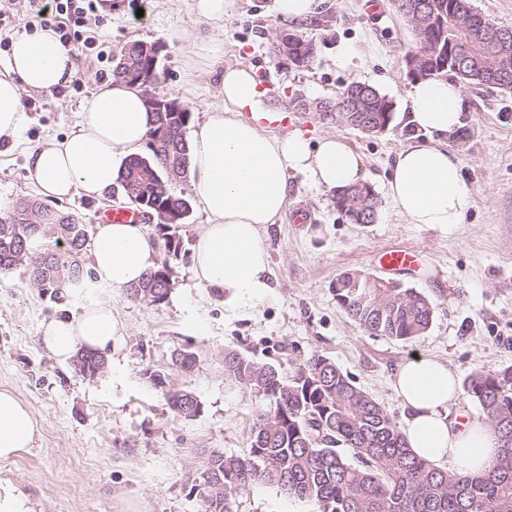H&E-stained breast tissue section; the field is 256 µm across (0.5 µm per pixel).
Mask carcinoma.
<instances>
[{"instance_id": "carcinoma-1", "label": "carcinoma", "mask_w": 512, "mask_h": 512, "mask_svg": "<svg viewBox=\"0 0 512 512\" xmlns=\"http://www.w3.org/2000/svg\"><path fill=\"white\" fill-rule=\"evenodd\" d=\"M411 1L422 2L390 0V5L418 43L431 49L445 33L471 41L477 58L486 52L500 54L478 41L485 15L471 0H431L445 28L423 30L404 10ZM146 61L140 42H130L113 54L112 78L124 81L128 68ZM448 72L469 85L512 90V70L502 76L466 65ZM367 88L360 110L389 128L393 101L377 87ZM164 126L168 131L162 145H148L146 153L130 157L117 179L127 203L161 231L170 213L181 214L185 224L191 211L187 199L170 191L171 184L190 176L187 127L173 112L154 113L152 130ZM378 206V198H371L370 212L358 218L336 204L353 224L359 219L373 223ZM38 238L54 239L56 249L33 251ZM86 242L85 225L75 215L33 199H17L0 216V271L24 266L31 284L58 299L62 288H83L92 279L80 259ZM171 281L173 271L165 259L127 288L126 296L159 306L168 299ZM335 291L343 311L375 336L411 342L425 334L433 320V302L414 288H378L363 277L343 273ZM197 362L198 353L192 349L172 356V366L182 372L192 371ZM224 376L256 393L263 405L255 413L247 456L209 455L204 472L220 478L224 487L200 499L202 512H237L240 489L255 481L313 502L319 512H512V368L477 373L465 384L499 447L488 470L465 476L412 455L396 422L327 357L314 356L286 376L272 365L229 351L224 353ZM166 396L177 417L193 418L201 412L200 401L186 389H170Z\"/></svg>"}]
</instances>
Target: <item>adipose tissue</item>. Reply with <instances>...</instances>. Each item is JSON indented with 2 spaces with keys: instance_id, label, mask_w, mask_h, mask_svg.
Masks as SVG:
<instances>
[{
  "instance_id": "obj_1",
  "label": "adipose tissue",
  "mask_w": 512,
  "mask_h": 512,
  "mask_svg": "<svg viewBox=\"0 0 512 512\" xmlns=\"http://www.w3.org/2000/svg\"><path fill=\"white\" fill-rule=\"evenodd\" d=\"M74 73L73 55L52 29L16 34L9 69L0 76V138L15 136L24 125V93L52 91ZM221 90L228 111L206 113L191 135L192 190L206 215L193 245L192 268L198 287L216 290L225 306L244 311L273 291L263 239L284 214L289 172L328 189L361 183L364 172L361 159L338 137L313 145L297 131L273 134L285 115L261 107L251 70L225 68ZM405 109L416 129L447 135L462 122L464 97L453 81L422 80L408 90ZM151 124L139 88L120 81L101 87L83 102L64 139H47L30 149L28 163L41 196L104 197ZM385 194L408 223L443 235L474 205L458 156L418 141L398 151ZM89 256L99 282L123 289L157 265L159 251L144 225L112 223L97 225ZM125 333L111 306L98 304L49 320L42 342L65 362L81 350L112 354ZM394 389L404 411L402 434L415 456L458 475L488 469L497 456V440L482 422L452 416L461 389L447 364L422 356L404 361L394 374ZM40 433L30 408L0 390V460L35 447Z\"/></svg>"
}]
</instances>
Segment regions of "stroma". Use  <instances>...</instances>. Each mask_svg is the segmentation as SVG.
<instances>
[{
  "instance_id": "35a3bbf8",
  "label": "stroma",
  "mask_w": 512,
  "mask_h": 512,
  "mask_svg": "<svg viewBox=\"0 0 512 512\" xmlns=\"http://www.w3.org/2000/svg\"><path fill=\"white\" fill-rule=\"evenodd\" d=\"M193 0H96L86 12L90 48L74 52L76 73L59 90L26 96L28 117L16 140L0 142V203L37 198L28 151L38 142L63 139L81 103L112 78V55L132 41L163 45L157 94L170 93L193 119L204 109L220 110L225 67L264 71L262 106L287 112L286 130H299L310 143L340 137L360 157L376 194L397 151L412 137L404 97L413 83L404 55L416 37L389 0H323L315 21L299 32L313 42L309 68L277 66L269 47L287 22L275 0H231L222 21H201ZM355 81L370 83L394 103L390 130L371 136L324 120L318 112H296L292 95L309 100L336 98ZM465 139L441 137L456 153L475 199L463 223L440 234L409 224L388 200L375 223L353 224L336 208L331 191L303 175L288 177V201L280 223L270 225L264 245L274 290L259 306L225 308L223 297L196 287L192 256L171 258L174 285L167 301L151 306L130 301L125 291L98 281L57 304L41 294L22 270L0 272V390L27 404L41 425L35 448L0 461V478L12 482L33 512H200L191 492L210 452L242 456L249 449L254 393L224 377V352L235 350L288 373L311 357L334 361L395 420L403 410L393 389L397 366L425 356L448 363L467 381L479 372L512 367V91L463 86ZM307 221L295 223L296 211ZM401 246L422 252L423 273L395 276L380 271L378 252ZM345 272L378 281L395 280L435 304L428 331L410 343L367 333L336 301L334 284ZM108 302L127 334L96 376L79 374L43 349L42 323ZM193 345L196 368L169 366L174 351ZM164 369L171 387L192 391L201 403L197 417L170 410L164 390L148 371ZM120 381H113V371ZM238 512H318L274 485L253 483L237 499Z\"/></svg>"
}]
</instances>
